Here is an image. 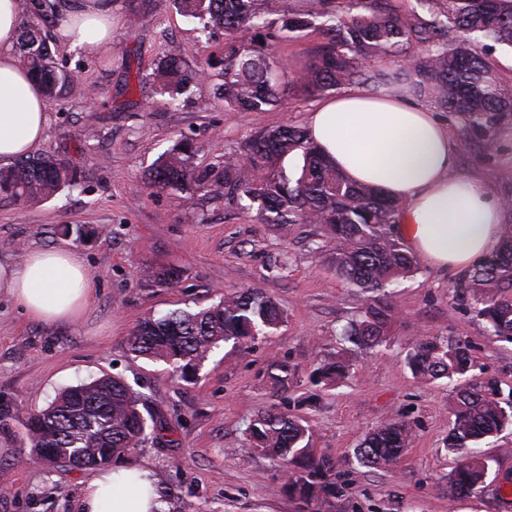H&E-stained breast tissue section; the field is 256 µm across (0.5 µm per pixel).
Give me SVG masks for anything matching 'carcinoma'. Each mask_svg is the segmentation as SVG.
<instances>
[{
    "instance_id": "obj_1",
    "label": "carcinoma",
    "mask_w": 512,
    "mask_h": 512,
    "mask_svg": "<svg viewBox=\"0 0 512 512\" xmlns=\"http://www.w3.org/2000/svg\"><path fill=\"white\" fill-rule=\"evenodd\" d=\"M183 14L203 28L224 30L221 58L224 104L247 112H267L289 94L284 64L267 44L281 34L319 30L325 37L314 60L295 83L311 94L355 85L377 87L386 75L372 62L390 56L402 63L399 76L418 95L454 116L470 137L490 139L512 123V84L500 77L491 54L512 50V0H353L343 11L339 0H175ZM25 65L53 98L70 88L55 70L40 28H22ZM202 69L172 47L161 60L158 93L178 101ZM195 150L181 142L145 174L155 189H205L245 201L262 224H321L320 246L327 264L348 284L368 294V303L341 336L361 350L386 343L396 307L386 288L418 269L416 257L394 233L402 203L378 188L355 185L311 141L304 128L284 125L250 139L242 156L224 157V179H213L193 165ZM301 154L292 177L284 161ZM78 181L68 161L29 157L0 169V191L26 201L44 200ZM462 300L483 320L489 336L512 343V220L503 224L501 246L466 277ZM283 311L253 289L224 294L219 303L145 318L129 337L133 353L173 366L188 380L221 341L246 343L278 329ZM412 374L425 381L455 383L448 453L456 466L448 474V495L459 498L484 488L491 458L480 444L512 428V404L501 397L498 381L473 373L474 360L459 339H421L409 353ZM349 370L338 359L315 371L329 386ZM286 392L294 372L286 364L270 375ZM32 455L48 467L108 468L138 448L165 442L169 422L146 406L143 393L108 374L63 389L24 423ZM252 446L279 460L289 485L308 503L336 496L329 481L334 462L311 448L303 420L274 407L258 411L249 426ZM411 428L390 419L368 432L354 456L359 464L392 469L409 444Z\"/></svg>"
}]
</instances>
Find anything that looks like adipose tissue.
Wrapping results in <instances>:
<instances>
[{"instance_id": "obj_1", "label": "adipose tissue", "mask_w": 512, "mask_h": 512, "mask_svg": "<svg viewBox=\"0 0 512 512\" xmlns=\"http://www.w3.org/2000/svg\"><path fill=\"white\" fill-rule=\"evenodd\" d=\"M113 0H59L53 29L59 43L87 55L112 44ZM20 0H0V160L32 154L47 126L42 89L10 52ZM312 141L345 176L403 202L405 238L431 268L463 271L500 245L503 203L475 177L455 175L457 145L430 106L400 87L371 93L348 88L309 115ZM0 290L46 324L77 322L87 309L82 259L63 249L27 251L0 263ZM151 472L119 467L85 486L81 512H162Z\"/></svg>"}]
</instances>
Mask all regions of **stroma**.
<instances>
[{"label": "stroma", "mask_w": 512, "mask_h": 512, "mask_svg": "<svg viewBox=\"0 0 512 512\" xmlns=\"http://www.w3.org/2000/svg\"><path fill=\"white\" fill-rule=\"evenodd\" d=\"M44 29L55 65L75 91L49 102L38 152L68 160L78 183L43 202L0 192V260L20 262L32 248L69 249L86 265L91 295L80 322L47 325L0 293V408L11 414L0 422V512H80L91 469L29 463L22 422L61 388L105 373L143 392L173 426L172 447L149 445L127 459L152 472L165 512H504L497 488L512 477V433L483 446L494 459L486 488L449 498L452 386L445 379L419 381L406 363L423 337L459 338L483 375L496 378L503 395L512 394V344L494 341L459 301L465 273L419 263L392 297L397 315L387 343L362 351L340 333L367 296L339 279L318 251L323 226L261 224L231 197L143 184L144 171L182 141L193 146L195 167L220 174L225 156L240 154L260 132L306 126L321 95L297 87L268 112L225 107L214 66L224 54V34L203 31L172 0H115L112 46L97 56L59 45L53 23ZM321 42L313 32L270 41L269 48L294 77ZM173 45L210 70L170 108L154 94L152 73ZM448 126L459 148V174L512 199L506 130L475 141L459 121ZM168 267L178 268L180 279L155 280V271ZM241 288L273 298L284 323L241 346L219 343L193 380L130 351L128 338L143 318L206 307ZM340 353L353 361L349 378L337 387L315 383L313 370ZM277 361L295 371L284 393L269 382ZM272 405L307 421L315 452L334 458L336 496L307 505L276 462L251 448L250 420ZM391 418L412 428L400 463L390 471L360 465L355 448Z\"/></svg>", "instance_id": "35a3bbf8"}]
</instances>
